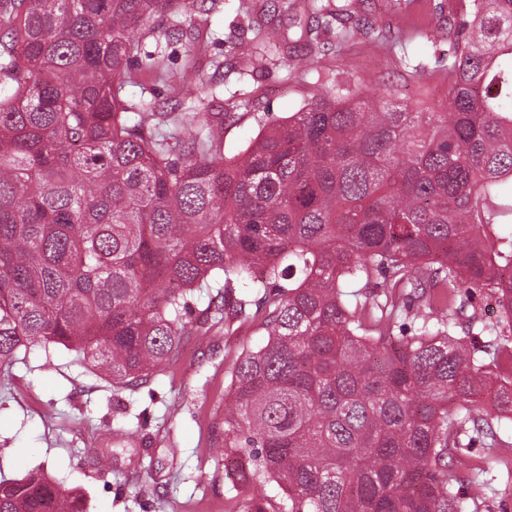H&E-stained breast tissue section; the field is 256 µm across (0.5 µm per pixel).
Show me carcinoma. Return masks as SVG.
Wrapping results in <instances>:
<instances>
[{"label": "carcinoma", "instance_id": "obj_1", "mask_svg": "<svg viewBox=\"0 0 512 512\" xmlns=\"http://www.w3.org/2000/svg\"><path fill=\"white\" fill-rule=\"evenodd\" d=\"M469 2L446 111L342 84L228 156L213 106L143 101L133 122L123 96L135 63L199 91L194 44L175 72L142 54L195 0H0V365L61 345L136 388L258 318L224 409L240 512H478L448 449L512 446V0ZM200 288L221 304L197 309ZM400 318L414 335L391 336ZM0 512L83 500L35 471L0 480Z\"/></svg>", "mask_w": 512, "mask_h": 512}]
</instances>
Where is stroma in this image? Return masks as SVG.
I'll return each mask as SVG.
<instances>
[{
  "mask_svg": "<svg viewBox=\"0 0 512 512\" xmlns=\"http://www.w3.org/2000/svg\"><path fill=\"white\" fill-rule=\"evenodd\" d=\"M263 2L218 0L192 18L204 75L236 111L224 125L225 154L257 135L258 117L288 116L345 82L363 98L387 92L414 112L446 110L444 27L460 0H363L360 16L372 34L353 27L343 40L340 24L324 21L318 9L344 0H292L268 16L269 28L292 34L307 25L321 42L310 73L296 78L251 25ZM263 341L255 320L229 333L215 326L190 337L163 375L118 392L75 352L32 346L0 368V479L41 469L78 489L86 512H238L222 448L227 386L237 355ZM102 455L109 469L97 467ZM448 458L479 512H512V447L452 448Z\"/></svg>",
  "mask_w": 512,
  "mask_h": 512,
  "instance_id": "stroma-1",
  "label": "stroma"
}]
</instances>
